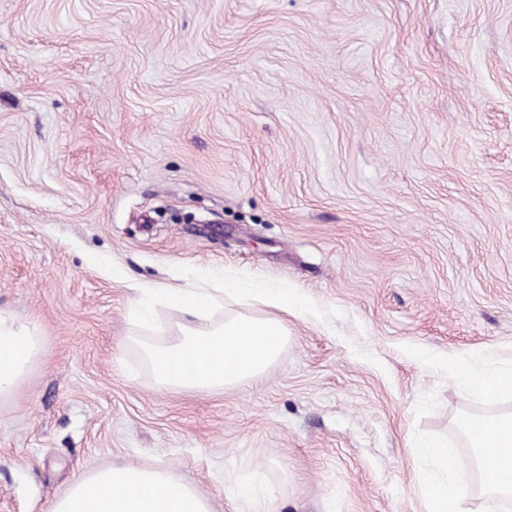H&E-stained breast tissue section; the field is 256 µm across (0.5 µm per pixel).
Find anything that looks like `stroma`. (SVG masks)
Returning a JSON list of instances; mask_svg holds the SVG:
<instances>
[{"instance_id": "35a3bbf8", "label": "stroma", "mask_w": 512, "mask_h": 512, "mask_svg": "<svg viewBox=\"0 0 512 512\" xmlns=\"http://www.w3.org/2000/svg\"><path fill=\"white\" fill-rule=\"evenodd\" d=\"M193 224L161 221L160 210ZM216 219L222 231L201 232ZM227 271L317 320L259 378L160 388L133 285ZM0 512L161 467L212 512H423L413 445L512 409L432 358L512 362V0H0ZM38 326L0 311V397L12 393L39 352Z\"/></svg>"}]
</instances>
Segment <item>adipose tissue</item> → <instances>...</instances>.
Wrapping results in <instances>:
<instances>
[{
	"label": "adipose tissue",
	"instance_id": "obj_1",
	"mask_svg": "<svg viewBox=\"0 0 512 512\" xmlns=\"http://www.w3.org/2000/svg\"><path fill=\"white\" fill-rule=\"evenodd\" d=\"M138 292L165 302L178 318L181 334L170 343L143 346L159 387L210 390L234 388L255 379L277 360L288 341L285 316L312 314L307 296L297 288L259 279L225 280L223 287L162 288L141 283ZM234 293L269 308L268 316L242 314L213 322L212 314ZM41 336L34 322L0 311V397L12 393L39 352ZM438 367L461 385L498 400L512 394V365L491 350L468 359L438 360ZM459 425L475 448L484 494L512 495V413L488 418L463 415ZM430 463L419 481L425 512H469L471 483L458 479V451L440 440L418 444ZM53 512H209L197 489L171 480L160 468H106L79 479L59 499Z\"/></svg>",
	"mask_w": 512,
	"mask_h": 512
}]
</instances>
